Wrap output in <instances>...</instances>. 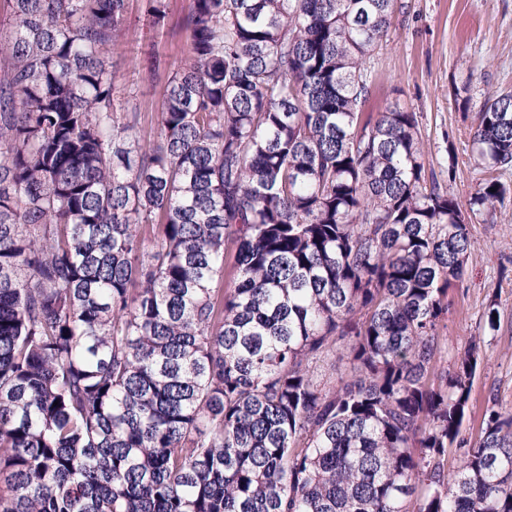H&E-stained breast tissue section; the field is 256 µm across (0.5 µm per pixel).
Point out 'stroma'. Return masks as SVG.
Segmentation results:
<instances>
[{
  "label": "stroma",
  "mask_w": 512,
  "mask_h": 512,
  "mask_svg": "<svg viewBox=\"0 0 512 512\" xmlns=\"http://www.w3.org/2000/svg\"><path fill=\"white\" fill-rule=\"evenodd\" d=\"M192 0H167L166 29L156 35L130 11L117 33V58L133 82L143 110H150L162 91L134 63L142 47L155 45L163 63L183 52V19ZM374 88L364 106L375 115L393 103L418 115L424 150L436 177L461 208L489 173L472 158L474 108L488 92H512V0H397L389 38L370 63ZM467 87L471 109L455 92ZM472 250L464 276L448 293V351L463 350L470 336L481 333L485 346L473 380L463 437L477 434L489 396L512 409V195L486 207L469 222ZM496 304L497 330L485 328V312Z\"/></svg>",
  "instance_id": "35a3bbf8"
}]
</instances>
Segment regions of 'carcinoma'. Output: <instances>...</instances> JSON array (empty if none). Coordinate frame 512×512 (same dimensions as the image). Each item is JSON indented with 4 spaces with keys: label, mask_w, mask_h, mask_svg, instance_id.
<instances>
[{
    "label": "carcinoma",
    "mask_w": 512,
    "mask_h": 512,
    "mask_svg": "<svg viewBox=\"0 0 512 512\" xmlns=\"http://www.w3.org/2000/svg\"><path fill=\"white\" fill-rule=\"evenodd\" d=\"M128 2L3 0L0 512H512L481 339L433 369L466 216L417 113L362 112L396 0H193L147 136ZM471 136L512 170L511 93Z\"/></svg>",
    "instance_id": "1"
}]
</instances>
